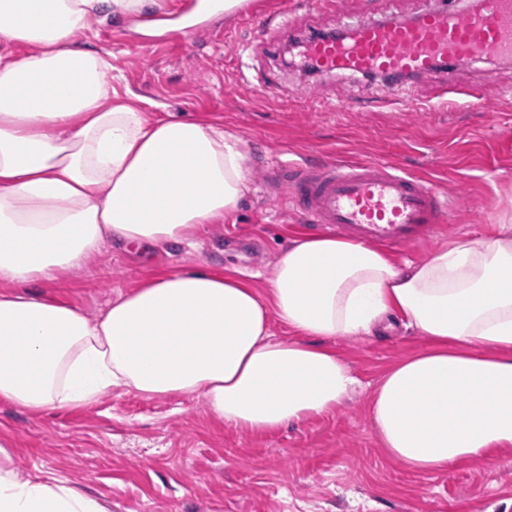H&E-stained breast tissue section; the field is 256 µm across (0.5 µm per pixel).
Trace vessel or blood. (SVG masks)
Masks as SVG:
<instances>
[{
    "mask_svg": "<svg viewBox=\"0 0 512 512\" xmlns=\"http://www.w3.org/2000/svg\"><path fill=\"white\" fill-rule=\"evenodd\" d=\"M290 0L274 12H258L241 0L232 12L244 16L257 39L275 43L289 25ZM224 0H185L171 19L147 18L168 43L182 44L210 32L222 17ZM299 54L313 75L330 78L349 72L380 78L399 91L404 77H426L441 66L457 69L479 58H512V0H480L464 12L426 8L412 16L367 21L349 36L316 32L301 41ZM287 193L307 229L335 226L368 244L403 248L416 245L447 223L452 202L423 178L379 160L337 159L320 165H289Z\"/></svg>",
    "mask_w": 512,
    "mask_h": 512,
    "instance_id": "obj_1",
    "label": "vessel or blood"
}]
</instances>
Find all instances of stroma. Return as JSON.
<instances>
[{
  "instance_id": "stroma-1",
  "label": "stroma",
  "mask_w": 512,
  "mask_h": 512,
  "mask_svg": "<svg viewBox=\"0 0 512 512\" xmlns=\"http://www.w3.org/2000/svg\"><path fill=\"white\" fill-rule=\"evenodd\" d=\"M296 20L274 46L238 54L251 29L234 17L223 36L185 46L115 44L133 17L93 21L88 47L112 55V88L148 117H197L237 136L248 191L234 215L208 225L195 247L163 245L145 260L108 246L40 294L96 316L141 279L209 267L267 288L299 219L273 177L291 161L382 160L431 180L456 201L452 219L421 244L396 252L422 261L440 246L512 222V97L485 110L440 107L442 74L412 81L402 100L378 79L321 80L288 66L283 53L312 29L330 30L428 6L467 11L468 0H341L334 13L293 0ZM279 94L262 92L257 75ZM458 90L512 88V60L483 59L455 70ZM363 387L335 411L271 433L216 422L202 397L149 399L115 391L79 409L34 415L0 404V436L17 468L56 472L109 512H505L512 501V447L490 460L420 474L390 460L370 416L373 388L394 362L426 339L403 327L333 339Z\"/></svg>"
}]
</instances>
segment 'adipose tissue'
Masks as SVG:
<instances>
[{
  "label": "adipose tissue",
  "mask_w": 512,
  "mask_h": 512,
  "mask_svg": "<svg viewBox=\"0 0 512 512\" xmlns=\"http://www.w3.org/2000/svg\"><path fill=\"white\" fill-rule=\"evenodd\" d=\"M146 4L0 0V403L39 414L115 390L196 394L214 420L272 432L361 388L328 339L396 319L428 344L373 391L388 458L432 474L512 447V224L421 262L304 237L265 291L204 267L171 270L94 318L38 294L112 242L193 245L247 190L235 135L148 118L113 93L110 56L76 47L94 18ZM275 318L291 338L272 336ZM11 446L0 440V512H108L66 479L14 467Z\"/></svg>",
  "instance_id": "adipose-tissue-1"
}]
</instances>
